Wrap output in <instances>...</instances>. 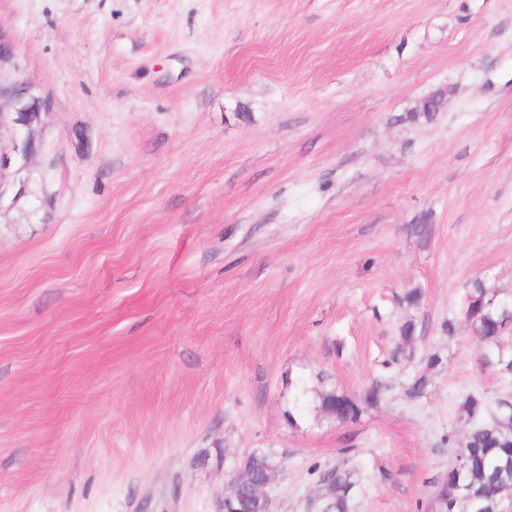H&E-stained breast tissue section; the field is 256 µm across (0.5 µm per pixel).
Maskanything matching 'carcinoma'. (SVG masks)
Returning <instances> with one entry per match:
<instances>
[{
    "label": "carcinoma",
    "mask_w": 512,
    "mask_h": 512,
    "mask_svg": "<svg viewBox=\"0 0 512 512\" xmlns=\"http://www.w3.org/2000/svg\"><path fill=\"white\" fill-rule=\"evenodd\" d=\"M438 101H444L443 94L427 97L410 117L432 119ZM487 291L484 281L472 283L464 315L472 333L488 344V360L501 370L512 372V348L505 346L500 335L506 321L512 320V297L498 296L495 306L487 308L481 304ZM386 390L387 383L377 381L362 398L335 389L316 391L314 397L322 411L330 413L343 406L347 413L336 415V419L354 421L362 412V404L377 402ZM460 412L471 422L469 436L460 444L464 448L463 459L459 469H448L424 494V512H434L437 501L443 499L447 512H498L502 498L512 494V408L507 400L491 406L482 393L471 392L461 402ZM331 474L336 496L323 494L319 512H350L360 475L353 468L329 467L319 471V482Z\"/></svg>",
    "instance_id": "obj_1"
}]
</instances>
